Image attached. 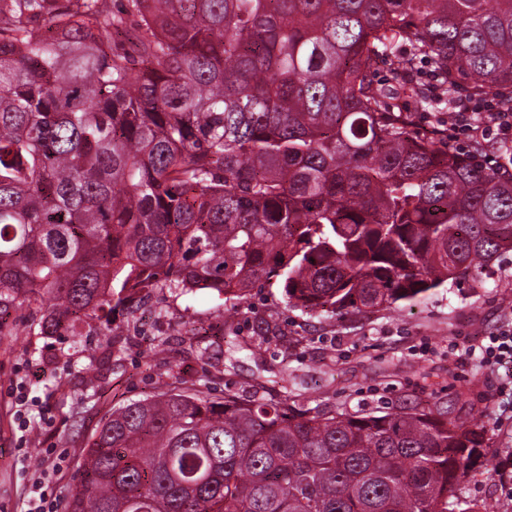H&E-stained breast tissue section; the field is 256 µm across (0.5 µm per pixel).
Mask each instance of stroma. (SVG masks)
I'll return each instance as SVG.
<instances>
[{"label":"stroma","instance_id":"1","mask_svg":"<svg viewBox=\"0 0 512 512\" xmlns=\"http://www.w3.org/2000/svg\"><path fill=\"white\" fill-rule=\"evenodd\" d=\"M36 307L14 308L0 331V512H26L35 481L50 483L66 507L87 438L114 407L150 397L174 378L214 397L275 396L272 381L311 409L387 411L405 404L444 407L449 419L477 422L483 461L464 478L455 512H512V473L497 465L512 455V367L496 369L467 346L512 321V253L495 262L482 286L461 280L411 304L364 315L318 317L286 306L276 281L247 300L208 290H156L124 332L106 335L92 320L81 339L47 336ZM166 341V358L154 357ZM267 352L253 358L251 346ZM27 397L26 425L15 415Z\"/></svg>","mask_w":512,"mask_h":512}]
</instances>
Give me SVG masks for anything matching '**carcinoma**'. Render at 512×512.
<instances>
[{
  "label": "carcinoma",
  "mask_w": 512,
  "mask_h": 512,
  "mask_svg": "<svg viewBox=\"0 0 512 512\" xmlns=\"http://www.w3.org/2000/svg\"><path fill=\"white\" fill-rule=\"evenodd\" d=\"M422 58L450 94L512 86V0H0V315L117 336L163 288L274 279L332 317L478 281L512 251V174L394 103L423 102ZM482 447L438 407L171 383L104 418L67 512H452Z\"/></svg>",
  "instance_id": "1"
}]
</instances>
